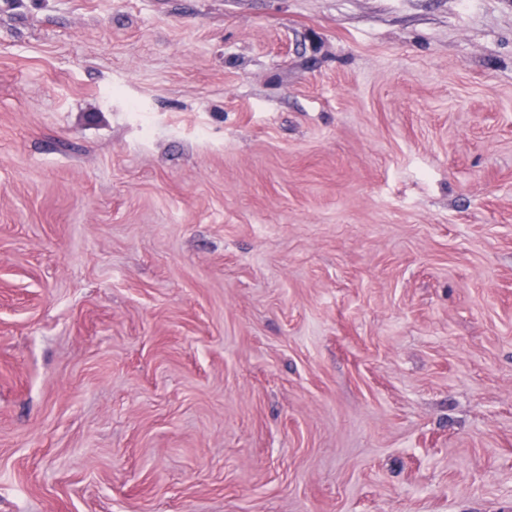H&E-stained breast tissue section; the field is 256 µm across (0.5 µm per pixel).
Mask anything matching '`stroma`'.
<instances>
[{
  "label": "stroma",
  "mask_w": 512,
  "mask_h": 512,
  "mask_svg": "<svg viewBox=\"0 0 512 512\" xmlns=\"http://www.w3.org/2000/svg\"><path fill=\"white\" fill-rule=\"evenodd\" d=\"M0 512H512V0H0Z\"/></svg>",
  "instance_id": "1"
}]
</instances>
